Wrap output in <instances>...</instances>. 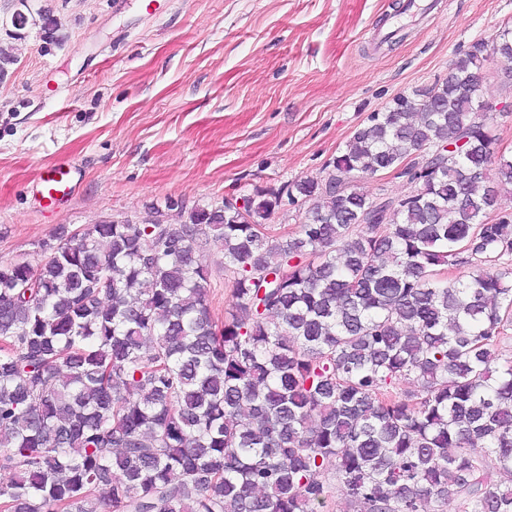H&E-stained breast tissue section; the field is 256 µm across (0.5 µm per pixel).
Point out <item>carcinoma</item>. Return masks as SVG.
<instances>
[{
  "mask_svg": "<svg viewBox=\"0 0 512 512\" xmlns=\"http://www.w3.org/2000/svg\"><path fill=\"white\" fill-rule=\"evenodd\" d=\"M491 56L512 73V29L370 113L319 180L182 224L103 220L0 265V512H318L335 490L359 512H512V155L481 113ZM389 171L414 192L346 180ZM285 199L305 221L271 234ZM201 235L224 250L222 324Z\"/></svg>",
  "mask_w": 512,
  "mask_h": 512,
  "instance_id": "cac0c4a2",
  "label": "carcinoma"
}]
</instances>
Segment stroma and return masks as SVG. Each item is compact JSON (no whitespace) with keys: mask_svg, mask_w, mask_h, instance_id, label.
Wrapping results in <instances>:
<instances>
[{"mask_svg":"<svg viewBox=\"0 0 512 512\" xmlns=\"http://www.w3.org/2000/svg\"><path fill=\"white\" fill-rule=\"evenodd\" d=\"M0 0V263H37L59 232L142 221L166 199L215 205L322 176L354 130L512 28V0ZM55 24L16 28L18 10ZM483 101L512 152V82ZM81 178L59 205L35 186Z\"/></svg>","mask_w":512,"mask_h":512,"instance_id":"obj_1","label":"stroma"}]
</instances>
